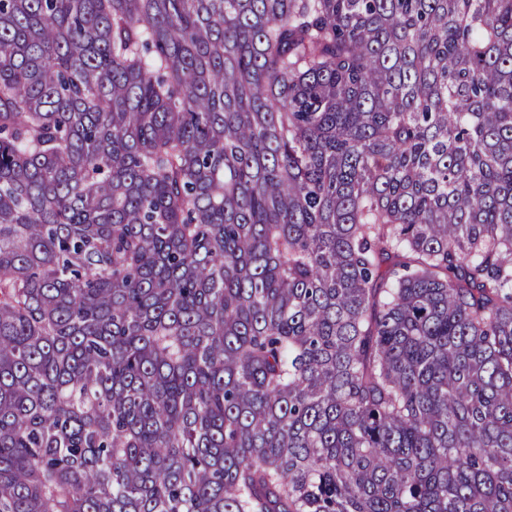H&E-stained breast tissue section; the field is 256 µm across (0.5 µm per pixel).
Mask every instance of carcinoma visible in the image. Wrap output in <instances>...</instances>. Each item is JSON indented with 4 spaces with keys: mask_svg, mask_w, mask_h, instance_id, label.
Returning <instances> with one entry per match:
<instances>
[{
    "mask_svg": "<svg viewBox=\"0 0 512 512\" xmlns=\"http://www.w3.org/2000/svg\"><path fill=\"white\" fill-rule=\"evenodd\" d=\"M0 512H512V0H0Z\"/></svg>",
    "mask_w": 512,
    "mask_h": 512,
    "instance_id": "1",
    "label": "carcinoma"
}]
</instances>
